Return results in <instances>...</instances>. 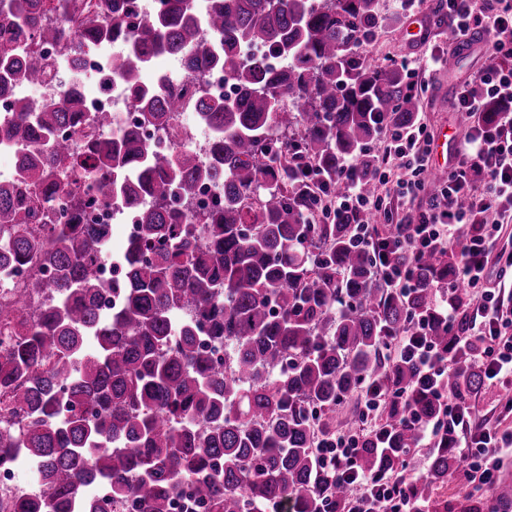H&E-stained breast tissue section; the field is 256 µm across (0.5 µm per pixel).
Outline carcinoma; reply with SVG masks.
Here are the masks:
<instances>
[{
	"instance_id": "cac0c4a2",
	"label": "carcinoma",
	"mask_w": 512,
	"mask_h": 512,
	"mask_svg": "<svg viewBox=\"0 0 512 512\" xmlns=\"http://www.w3.org/2000/svg\"><path fill=\"white\" fill-rule=\"evenodd\" d=\"M107 2L0 0V101L11 111L0 139L21 152L17 179L0 186V251L28 259L30 236L9 225L36 209L45 220L63 199L71 219L42 224L47 277L19 294L27 318L0 350V451L22 454L40 483L32 497L1 496L0 512H172L185 487L202 512L271 502L324 512L328 497L345 496L339 475L316 474L317 445L336 433L327 415L373 383L416 388V366L392 346L410 315L432 313L435 286L455 282V254L438 251L403 293L378 265L398 266L405 253L393 246L377 259L353 243L352 225L308 219L307 165L372 195L375 158L364 146L381 117L415 119L401 72L363 57L380 0H159L136 32V0ZM44 43L72 60L117 45L108 79L125 86L139 122L112 136L110 117L86 112L81 83L55 75ZM253 47L284 64L245 56ZM160 57L179 59L197 82L222 68L234 84L232 97L193 103L209 131L206 161L187 148L162 156L142 138V125L165 129L183 107L148 82ZM53 80L54 98L13 92ZM202 182L224 195L199 216L197 236L170 199L190 205ZM99 200L140 228L119 258L125 276L108 287L96 272L109 232L76 223ZM212 344L224 345V364ZM483 385L471 354L455 355L448 391L467 398ZM411 407L436 413L423 395ZM407 410L383 405L388 451L363 449L361 470L402 468L417 442ZM428 463L409 484L417 503L459 470L450 449ZM461 497V512H485L487 500ZM492 498L512 505V484Z\"/></svg>"
}]
</instances>
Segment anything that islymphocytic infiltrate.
<instances>
[{
	"label": "lymphocytic infiltrate",
	"instance_id": "1",
	"mask_svg": "<svg viewBox=\"0 0 512 512\" xmlns=\"http://www.w3.org/2000/svg\"><path fill=\"white\" fill-rule=\"evenodd\" d=\"M452 38L481 33L491 40L492 62L472 78L483 90L482 97L459 87L457 111L481 112L485 102L498 104L495 124H473L458 140L460 160L450 166L437 192L426 205L409 209L402 219L385 207L382 195H363L352 182L327 191L316 169L307 175L314 184V215L336 223L355 225L358 244H378L380 238L367 220L382 215L395 224L397 240L412 258L449 250L457 256V280L470 292L466 305L437 303L436 309L449 327L466 322L454 350H466L472 339H480L482 350L473 357L487 384H512V308L501 301L489 273L512 271V249H501L497 241L505 221L512 219V0H441ZM385 147L376 157L379 185H391L399 198L415 201L425 187L430 170L433 138L420 122L383 127ZM466 206H458L459 198ZM398 348L413 359L424 388L438 403V413L429 420L411 417L418 445L436 447L440 437L451 436L464 474L477 477V491L492 489L499 480L498 456L512 448V428L473 426L474 409L467 401L440 386L447 377L452 358L430 339L432 320L414 315ZM383 437L382 428L340 430L326 440L317 453L320 467L338 473L348 495L340 512H422L411 504L406 492L411 466L396 473L374 477L356 469L361 448Z\"/></svg>",
	"mask_w": 512,
	"mask_h": 512
}]
</instances>
